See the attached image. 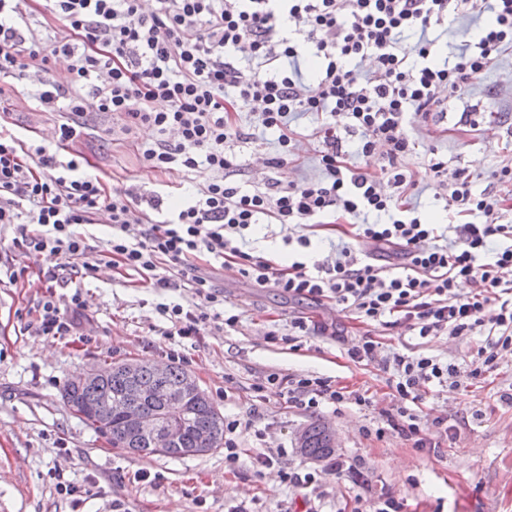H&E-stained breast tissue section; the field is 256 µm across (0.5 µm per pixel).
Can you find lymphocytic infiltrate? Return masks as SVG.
I'll list each match as a JSON object with an SVG mask.
<instances>
[{
    "mask_svg": "<svg viewBox=\"0 0 512 512\" xmlns=\"http://www.w3.org/2000/svg\"><path fill=\"white\" fill-rule=\"evenodd\" d=\"M61 27L40 41L26 27L27 0H0V97L35 100L59 113L58 142L90 137L84 117L113 114L125 133L143 126L157 136L136 144L139 160L163 173L206 170L195 195L179 210L161 195L109 191L82 174L77 159L58 160L26 146L0 123V230L14 249L42 256L44 290L34 321L38 333L70 336L81 293L60 302L62 275H88L102 261L171 287L181 279L193 307L161 303L162 336L196 339L207 326L233 318L206 272L233 263L259 286L291 297L328 299L367 325L401 327L419 338L477 336L472 361L456 364L383 349L364 335L348 350L357 363L389 372L400 400L378 434L394 431L424 447L416 408L426 390L454 389L493 371L512 353V165L494 174L496 186L476 190L474 176L452 169L434 147L424 164L444 191L452 225L421 217L402 196L415 183L405 160L417 145L409 116L440 124L449 99L460 96L512 51V0H44ZM492 12L454 63H438L430 32ZM318 62L313 82L295 64ZM65 61L66 75L51 72ZM256 102V123L275 132L278 151L265 157L262 186L235 181L230 147L245 141L239 103ZM318 120L319 178L283 181L278 172L294 154L292 114ZM357 136L356 146L347 139ZM377 157L361 168L352 155ZM392 183L394 194L384 185ZM106 216L112 235L97 251L77 228ZM287 226L297 258L280 268L246 250L253 226ZM333 224L342 238L332 257H310L313 228ZM168 275H157L159 265ZM471 284L460 294L459 283ZM288 403L369 406L363 394L313 376L269 374Z\"/></svg>",
    "mask_w": 512,
    "mask_h": 512,
    "instance_id": "f902f5d3",
    "label": "lymphocytic infiltrate"
}]
</instances>
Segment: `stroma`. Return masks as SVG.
Listing matches in <instances>:
<instances>
[{
    "label": "stroma",
    "mask_w": 512,
    "mask_h": 512,
    "mask_svg": "<svg viewBox=\"0 0 512 512\" xmlns=\"http://www.w3.org/2000/svg\"><path fill=\"white\" fill-rule=\"evenodd\" d=\"M477 113L481 129L462 133L461 112ZM444 129L433 144L452 168L479 173L478 188L512 162V52L501 54L488 74L475 79L446 106ZM9 129L37 146H52L57 113L27 105L11 107ZM93 133L76 149L88 160L84 174L105 177L109 188L130 184L166 197L171 206L184 201L176 177L150 171L133 149L134 138H152L141 128L137 137L122 134L109 114H90ZM275 149V136L254 129L237 147V180L259 185L256 159ZM406 169L417 182L409 201L426 216L445 221L443 190L429 177L421 155ZM40 258L21 254L10 238L0 239V267L23 270L17 282L0 280V512H375L379 498L403 501L404 512H512V357L498 369L457 390L430 391L418 408L422 422L447 417L459 424L456 437L439 447L418 449L394 432L373 435L382 412L398 399L389 375L375 365L352 362L347 350L365 332L406 353L468 362L477 355L474 336L422 339L402 328L365 325L342 312L335 302L298 299L243 279L233 267L217 268L213 283L224 294L235 326L208 330L191 342L160 336L164 325L157 303H196L189 288H150L139 276L95 271L57 287L60 295L81 291L85 308L75 335L54 339L29 329L42 290ZM304 316L326 326V334L293 336L292 319ZM179 363L191 373L224 418L255 420L263 438L242 431L243 454L236 467L224 462L223 448L203 455L171 459L141 458L116 450L65 406L61 393L68 381L93 364ZM317 375L365 393L371 405L305 410L289 406L279 390L266 387L268 374ZM332 427L339 446L334 457L314 460L297 444V433L311 423ZM275 460L257 466L256 456ZM357 465L363 481L337 472L335 460ZM313 472L314 487L295 489L280 469ZM73 484L74 494L58 493V479Z\"/></svg>",
    "instance_id": "stroma-1"
}]
</instances>
